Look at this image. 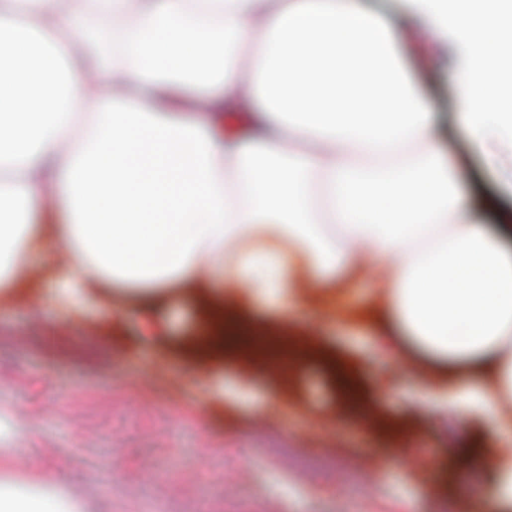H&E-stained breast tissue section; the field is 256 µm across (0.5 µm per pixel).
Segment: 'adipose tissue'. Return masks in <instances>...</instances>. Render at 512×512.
I'll list each match as a JSON object with an SVG mask.
<instances>
[{
	"instance_id": "adipose-tissue-1",
	"label": "adipose tissue",
	"mask_w": 512,
	"mask_h": 512,
	"mask_svg": "<svg viewBox=\"0 0 512 512\" xmlns=\"http://www.w3.org/2000/svg\"><path fill=\"white\" fill-rule=\"evenodd\" d=\"M0 0V289L18 254L49 267L44 306L90 281L164 288L199 270L279 296L368 262L404 335L462 368L489 441L512 439V246L478 213L433 137L399 55L400 24L362 0ZM448 51L459 127L512 140V0H422ZM165 86L256 103L266 138L148 108ZM48 224L29 221L46 188ZM262 226L264 246L242 247ZM474 512L512 503V462L477 469ZM0 512H96L46 472L0 474Z\"/></svg>"
}]
</instances>
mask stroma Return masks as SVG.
<instances>
[{"instance_id": "obj_1", "label": "stroma", "mask_w": 512, "mask_h": 512, "mask_svg": "<svg viewBox=\"0 0 512 512\" xmlns=\"http://www.w3.org/2000/svg\"><path fill=\"white\" fill-rule=\"evenodd\" d=\"M400 56L436 116L434 137L469 192L512 182V142L490 154L460 133L452 74L428 29L407 25ZM0 301V409L22 429L4 456L19 480L50 470L101 512H455L474 464L497 468L512 446L488 444L471 408L470 455L449 452L446 413L425 386L452 390L400 330L406 361L377 366L379 332L340 327L323 295L302 285L288 317L272 300L218 292L207 279L170 288H95L46 321L43 271L23 257ZM248 325L287 339L286 369L247 364L202 342ZM222 385L200 402L194 377ZM420 439L421 465L368 475Z\"/></svg>"}]
</instances>
